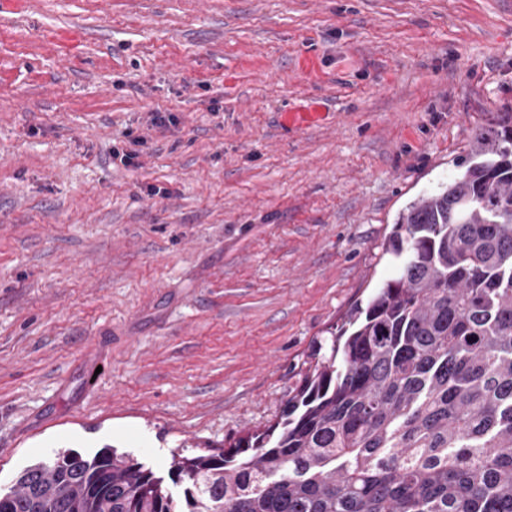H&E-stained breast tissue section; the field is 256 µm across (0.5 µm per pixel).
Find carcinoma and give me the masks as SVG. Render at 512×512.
Wrapping results in <instances>:
<instances>
[{"mask_svg":"<svg viewBox=\"0 0 512 512\" xmlns=\"http://www.w3.org/2000/svg\"><path fill=\"white\" fill-rule=\"evenodd\" d=\"M456 167L400 213L396 276L315 346L279 419L172 454L183 500L114 448L66 450L0 512H512V126Z\"/></svg>","mask_w":512,"mask_h":512,"instance_id":"cac0c4a2","label":"carcinoma"}]
</instances>
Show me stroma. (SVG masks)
<instances>
[{
  "label": "stroma",
  "mask_w": 512,
  "mask_h": 512,
  "mask_svg": "<svg viewBox=\"0 0 512 512\" xmlns=\"http://www.w3.org/2000/svg\"><path fill=\"white\" fill-rule=\"evenodd\" d=\"M503 120L512 0H0V489L274 423Z\"/></svg>",
  "instance_id": "35a3bbf8"
}]
</instances>
